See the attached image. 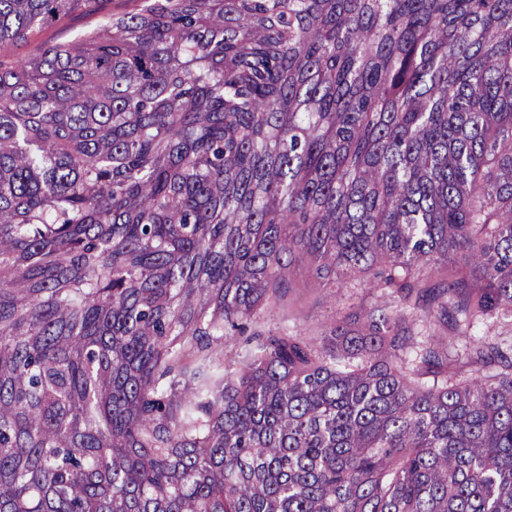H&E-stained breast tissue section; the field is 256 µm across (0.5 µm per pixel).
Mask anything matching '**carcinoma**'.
<instances>
[{"instance_id": "carcinoma-1", "label": "carcinoma", "mask_w": 512, "mask_h": 512, "mask_svg": "<svg viewBox=\"0 0 512 512\" xmlns=\"http://www.w3.org/2000/svg\"><path fill=\"white\" fill-rule=\"evenodd\" d=\"M0 0V512H512V0ZM393 300L228 330L293 265ZM133 0H104L97 4L95 15L75 12L59 23H52L35 33L28 41L12 48V52L20 57L30 56L38 52L40 47L51 45L57 41L70 39L75 35L93 27L96 22L112 15H122L136 8Z\"/></svg>"}]
</instances>
